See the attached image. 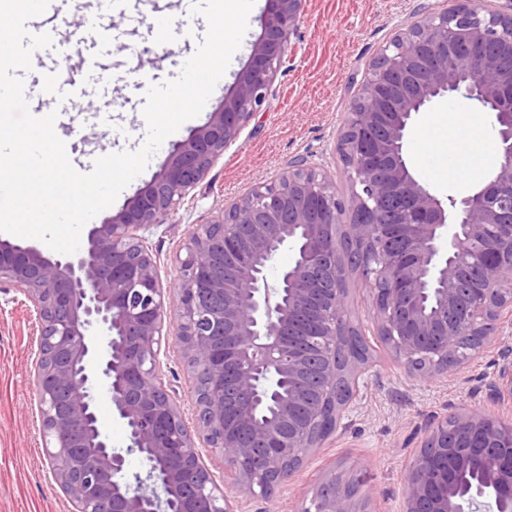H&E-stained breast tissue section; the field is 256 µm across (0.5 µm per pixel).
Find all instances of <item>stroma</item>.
<instances>
[{
	"instance_id": "stroma-1",
	"label": "stroma",
	"mask_w": 512,
	"mask_h": 512,
	"mask_svg": "<svg viewBox=\"0 0 512 512\" xmlns=\"http://www.w3.org/2000/svg\"><path fill=\"white\" fill-rule=\"evenodd\" d=\"M247 31L230 67L223 89L213 91L207 110L184 122L152 156L107 209L94 218L102 224L116 215L138 190L159 172L174 144L203 125L210 112L224 102L235 76L245 66L251 45L261 32L268 0H256ZM448 8V0H306L295 42L297 50L288 71L279 74L266 100L242 129L235 143L184 202L147 235L158 260L170 312L178 310L175 286L179 260L193 225L211 219L253 186L280 174L290 159L307 156L335 176L338 193H346L347 174L335 157V144L349 103L363 83L368 65L400 31L420 18V7ZM169 19L168 39H149L144 27L121 16H98L102 37L120 29L121 42L93 54L97 68L123 76L137 72L148 84L179 76L184 63L202 42L207 22L178 0H157ZM144 93L128 94L117 85L112 97L75 98L66 124L82 128L69 139L70 161L89 165L98 157L138 150L147 124ZM495 117L457 95L439 101L431 111L415 117L405 143V154L417 176L440 198L470 193L475 183L469 168L494 170L492 149ZM347 315L364 334L371 349L369 370L360 380L356 406L345 414L322 448L306 459L294 480L276 491L274 512H303L312 492L330 472L364 471L368 481L359 495L367 512H399L401 479L412 460L407 441L423 430L434 415L461 406L479 407L492 370L486 360L449 372L447 378L427 384L409 378L400 364L374 336L370 321L373 293L359 275L346 281ZM37 323L31 303L17 291L0 293V512H73L60 488L48 478L47 460L39 430L32 386L33 344Z\"/></svg>"
}]
</instances>
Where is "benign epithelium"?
I'll return each instance as SVG.
<instances>
[{
    "mask_svg": "<svg viewBox=\"0 0 512 512\" xmlns=\"http://www.w3.org/2000/svg\"><path fill=\"white\" fill-rule=\"evenodd\" d=\"M485 8L456 0L424 13L384 46L350 103L336 151L349 191L304 157L260 183L203 224L193 225L181 260L178 313L167 321L166 289L145 233L164 223L209 173L257 112L292 50L304 0H271L262 32L222 107L177 143L158 175L118 214L92 226L86 249L64 260L34 245L0 241V289L22 293L38 316L33 386L51 482L76 512H250L291 481L323 447L324 418L339 422L356 399L368 360L336 362L349 333L344 244L373 290L370 317L407 373L423 382L479 359L500 325L512 326V0ZM464 93L497 119L498 164L471 194L443 200L404 155L414 116ZM350 221L342 223L345 213ZM307 238L302 258L272 296L266 270L291 242ZM475 245L477 267L453 255ZM473 280L466 317L449 281ZM319 403L299 413L314 366L299 343L312 309ZM192 380L189 407L158 381L169 336ZM474 336L453 364L459 337ZM100 383L145 473L125 474L126 458L98 425ZM295 385L283 395L285 383ZM495 410L458 408L432 416L402 482L403 512H512V352L486 385ZM194 427H189V424ZM457 443L448 444V433ZM220 457L221 486L203 452ZM476 470L465 497L458 482ZM304 512H363L355 493L324 477Z\"/></svg>",
    "mask_w": 512,
    "mask_h": 512,
    "instance_id": "benign-epithelium-1",
    "label": "benign epithelium"
}]
</instances>
